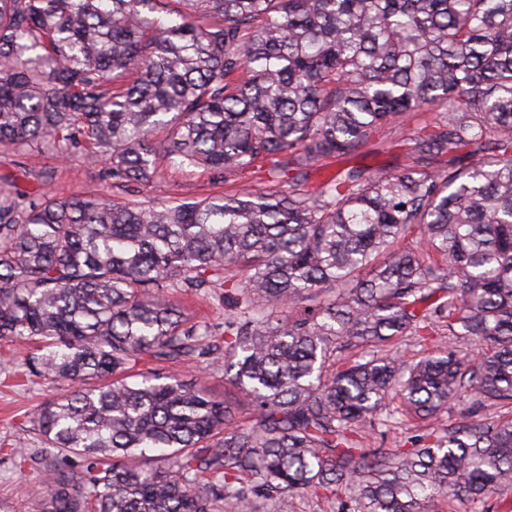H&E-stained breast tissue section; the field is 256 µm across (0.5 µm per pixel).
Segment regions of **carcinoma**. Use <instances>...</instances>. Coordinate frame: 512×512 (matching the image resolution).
<instances>
[{
  "mask_svg": "<svg viewBox=\"0 0 512 512\" xmlns=\"http://www.w3.org/2000/svg\"><path fill=\"white\" fill-rule=\"evenodd\" d=\"M415 112L411 163L305 184ZM0 148L100 162L99 193L56 198L49 170L0 191V340L64 386L28 419L39 512H427L512 489V0H0ZM162 164L268 178L111 197ZM451 404L464 421L434 424ZM405 417L410 447H366ZM182 303L194 317V321L221 326L224 324V309L217 308L211 299L202 295H190L183 297ZM207 383V387L212 393L228 402L236 416L245 415L248 412L247 403L229 384L225 383L222 374L209 376Z\"/></svg>",
  "mask_w": 512,
  "mask_h": 512,
  "instance_id": "cac0c4a2",
  "label": "carcinoma"
}]
</instances>
